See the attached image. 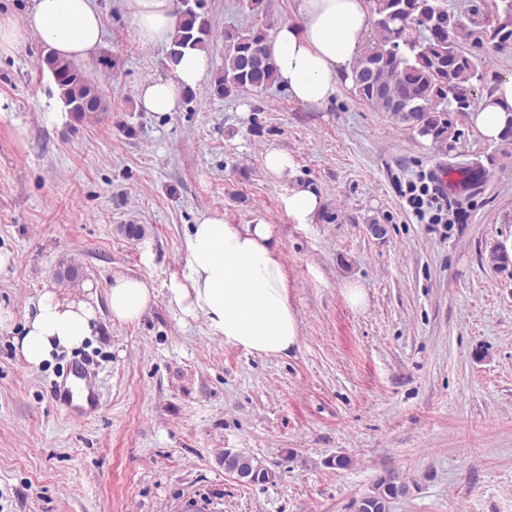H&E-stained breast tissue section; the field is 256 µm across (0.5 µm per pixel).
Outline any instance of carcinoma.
<instances>
[{
    "mask_svg": "<svg viewBox=\"0 0 512 512\" xmlns=\"http://www.w3.org/2000/svg\"><path fill=\"white\" fill-rule=\"evenodd\" d=\"M377 38L360 53L348 76L356 95L379 112H393L438 146L458 135L448 118L467 109L466 92L484 79L486 60L467 48L469 41L493 51L512 45V0H476L466 13L447 0H369ZM178 27L166 54L172 63L186 49L207 48L212 24L198 0H177ZM274 23L264 20L246 32L224 31V69L214 77L213 93L230 97L244 88L264 90L276 83L266 43ZM42 67L53 73L72 115L81 119L103 112L102 93L73 63L46 52ZM489 263L512 266V255L493 247ZM398 474L380 477L363 496L361 512H385L391 500L406 494Z\"/></svg>",
    "mask_w": 512,
    "mask_h": 512,
    "instance_id": "carcinoma-1",
    "label": "carcinoma"
}]
</instances>
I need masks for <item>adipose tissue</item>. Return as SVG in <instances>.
<instances>
[{"mask_svg":"<svg viewBox=\"0 0 512 512\" xmlns=\"http://www.w3.org/2000/svg\"><path fill=\"white\" fill-rule=\"evenodd\" d=\"M141 43L171 44L177 17L174 0H127ZM298 20L277 24L268 40L278 85L295 100L323 106L349 73L369 28L367 0H298ZM34 35L54 53L81 64L104 46L105 23L97 0H30L22 24L0 16V54ZM208 70L207 53L189 50L169 78L143 83L138 104L147 112L177 111L187 89ZM469 119L490 141L512 122V76L502 78ZM189 273L169 291L182 314L203 316L226 344L268 356H285L299 343L288 300V274L273 228L262 216L246 224L201 214L186 239ZM154 288L146 279L117 274L105 301L96 296L68 300L45 291L33 299L15 345L30 367L41 366L59 348L77 349L90 340L102 312L120 323L145 314Z\"/></svg>","mask_w":512,"mask_h":512,"instance_id":"obj_1","label":"adipose tissue"}]
</instances>
